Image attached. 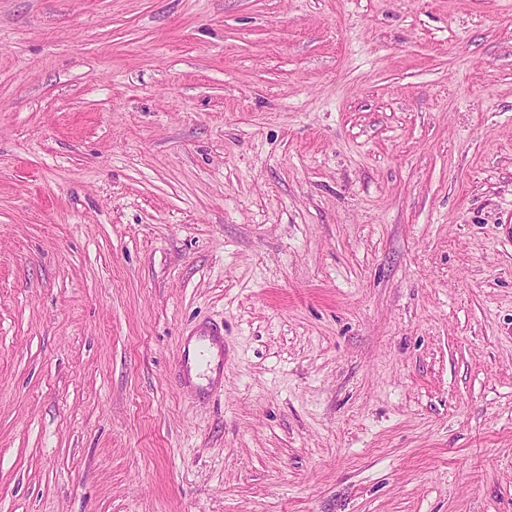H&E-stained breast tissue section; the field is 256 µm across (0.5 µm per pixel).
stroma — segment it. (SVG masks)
Returning <instances> with one entry per match:
<instances>
[{"instance_id": "obj_1", "label": "stroma", "mask_w": 512, "mask_h": 512, "mask_svg": "<svg viewBox=\"0 0 512 512\" xmlns=\"http://www.w3.org/2000/svg\"><path fill=\"white\" fill-rule=\"evenodd\" d=\"M0 512H512V0H0ZM183 336L175 379L205 398L224 381V329L200 324Z\"/></svg>"}]
</instances>
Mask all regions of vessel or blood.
<instances>
[{
  "label": "vessel or blood",
  "instance_id": "1",
  "mask_svg": "<svg viewBox=\"0 0 512 512\" xmlns=\"http://www.w3.org/2000/svg\"><path fill=\"white\" fill-rule=\"evenodd\" d=\"M180 385L192 387L199 397L209 396L224 380V330L201 324L181 340L174 372Z\"/></svg>",
  "mask_w": 512,
  "mask_h": 512
}]
</instances>
